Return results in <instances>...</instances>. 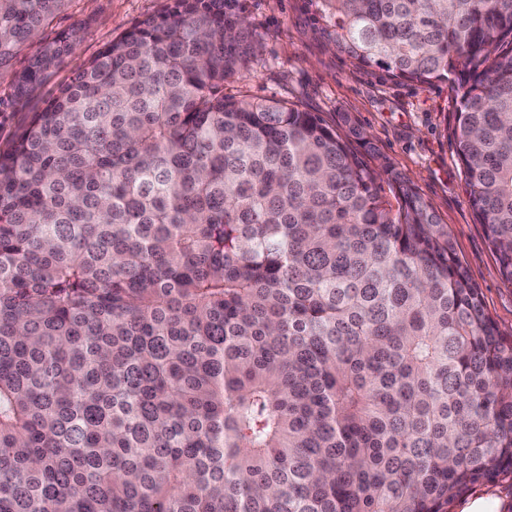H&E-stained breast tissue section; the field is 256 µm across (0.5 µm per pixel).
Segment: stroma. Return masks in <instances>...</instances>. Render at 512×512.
<instances>
[{
  "label": "stroma",
  "instance_id": "35a3bbf8",
  "mask_svg": "<svg viewBox=\"0 0 512 512\" xmlns=\"http://www.w3.org/2000/svg\"><path fill=\"white\" fill-rule=\"evenodd\" d=\"M170 0H67L52 22L27 47L0 67V152L8 151L31 113L135 22L167 9ZM245 19L246 61L224 84L228 95L246 93L284 100L318 113L330 124L351 120L368 146L356 151L368 165L386 158L434 208L459 260L480 289L486 313L501 332L512 334V284L502 281L499 262L478 224L465 192L447 114L458 99L448 82L432 85L390 80L381 70L355 69L315 34L318 18L310 0H237ZM77 32L72 52L58 58L47 77L24 99L13 77L43 43Z\"/></svg>",
  "mask_w": 512,
  "mask_h": 512
}]
</instances>
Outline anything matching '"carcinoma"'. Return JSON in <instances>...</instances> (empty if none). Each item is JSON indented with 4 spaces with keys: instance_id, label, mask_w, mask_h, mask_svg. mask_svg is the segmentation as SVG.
I'll use <instances>...</instances> for the list:
<instances>
[{
    "instance_id": "1",
    "label": "carcinoma",
    "mask_w": 512,
    "mask_h": 512,
    "mask_svg": "<svg viewBox=\"0 0 512 512\" xmlns=\"http://www.w3.org/2000/svg\"><path fill=\"white\" fill-rule=\"evenodd\" d=\"M64 2L0 0V66ZM312 2L354 67L453 80L512 283V0ZM246 53L236 0H172L0 153V512H448L512 474V335L448 230L359 126L224 95Z\"/></svg>"
}]
</instances>
